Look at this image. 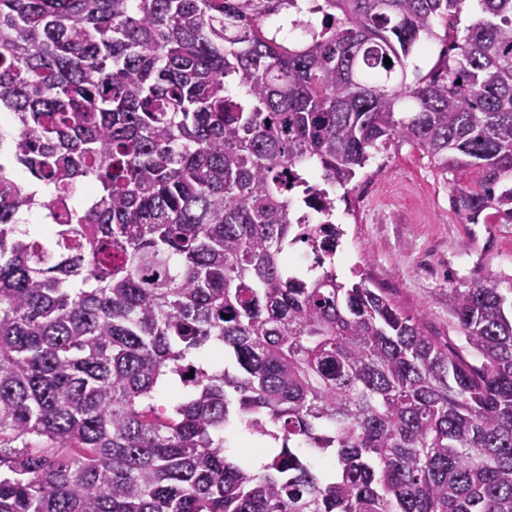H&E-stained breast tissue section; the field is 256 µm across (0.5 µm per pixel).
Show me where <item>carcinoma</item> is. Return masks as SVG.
Segmentation results:
<instances>
[{
    "instance_id": "carcinoma-1",
    "label": "carcinoma",
    "mask_w": 512,
    "mask_h": 512,
    "mask_svg": "<svg viewBox=\"0 0 512 512\" xmlns=\"http://www.w3.org/2000/svg\"><path fill=\"white\" fill-rule=\"evenodd\" d=\"M462 2L0 0V512H512V278L451 289L453 341L335 265L396 139L512 224V0L408 79ZM436 31L439 37L431 40L428 49L423 50L422 52H416L412 57V61L414 64L418 65L419 73L421 75H425L431 69L435 68L441 61H443L444 55H446L448 38L445 34L448 32V21L439 22L436 26Z\"/></svg>"
}]
</instances>
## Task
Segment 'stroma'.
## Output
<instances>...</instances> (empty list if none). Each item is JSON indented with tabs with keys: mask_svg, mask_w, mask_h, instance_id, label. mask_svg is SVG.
<instances>
[{
	"mask_svg": "<svg viewBox=\"0 0 512 512\" xmlns=\"http://www.w3.org/2000/svg\"><path fill=\"white\" fill-rule=\"evenodd\" d=\"M475 12L474 0H464L459 17L438 23L437 39L412 57L420 74L443 60L448 28L465 31ZM477 179L474 171L463 178L441 171L402 141L373 149L347 201L336 204L348 248L336 260L339 278H368L408 313L425 314L431 335L454 336L451 289L490 273L512 275V224H467L453 209L459 182Z\"/></svg>",
	"mask_w": 512,
	"mask_h": 512,
	"instance_id": "obj_1",
	"label": "stroma"
}]
</instances>
